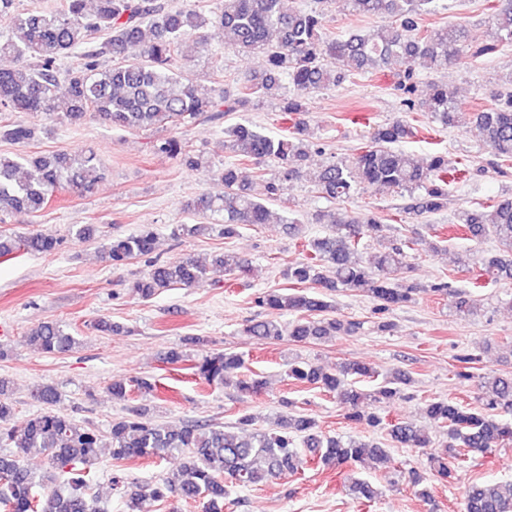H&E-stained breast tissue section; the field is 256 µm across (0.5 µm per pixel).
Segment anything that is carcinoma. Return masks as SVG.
Instances as JSON below:
<instances>
[{"label":"carcinoma","mask_w":512,"mask_h":512,"mask_svg":"<svg viewBox=\"0 0 512 512\" xmlns=\"http://www.w3.org/2000/svg\"><path fill=\"white\" fill-rule=\"evenodd\" d=\"M356 16L385 15L393 21L369 35L351 33L344 39H328L322 12H306L296 0H216L209 15L195 9L171 10L161 0H59L51 9L19 13L16 0H0V56L15 66L0 68V113L29 112L53 119L63 116L71 125L100 117L113 126L144 130L159 124L183 125L208 112H232L245 106L254 94L282 97L281 115L290 132L272 137L245 124L226 130L235 153L260 163L274 161L284 181L302 176L308 160L305 143L308 91L345 81L354 73L382 71L393 58L405 62L398 85L408 94L418 91L422 70L455 67L465 50V29L450 25L428 35H418L419 21L441 7L442 0H347ZM496 41L512 43V0H495L489 15ZM219 37L229 40L238 52L258 55L264 70L252 75L240 96L202 86L177 67L176 53L188 39ZM79 52L78 66L61 72L60 59ZM66 85L60 97V84ZM431 112L445 126L470 122L483 142L499 159L512 161V74L506 77L500 103L479 112L466 111L456 90L446 82L429 84ZM408 120L396 118L372 129L369 144L349 161L330 162L314 174V188L323 197L343 200L367 187L382 191L418 192L412 209L420 215L435 214L447 207L448 185L458 169L448 156L437 153L420 162L398 147L413 136ZM36 137L33 125L0 121V141L20 144ZM157 153L191 168L204 166L202 158L170 137L154 145ZM212 177L224 187L218 195L203 193L192 203L201 222L189 232L202 234L221 226L224 238L239 234L243 225L271 223L267 206L255 200L249 186L228 165ZM102 179L96 155L91 151H58L50 154L0 155V223L5 217L36 214L44 210L58 190L70 187L87 193ZM318 224H331L333 234L302 244L304 258L288 269L296 284L312 283L318 291L289 288L269 290L259 303L296 316L288 326L273 320L252 321L246 333L263 343L288 338L293 342L319 340L338 334L353 335L363 323L333 316L327 301L340 288L359 291L374 303V313L385 316L393 308L413 300L415 289L400 283L408 269V240L375 252L365 259L361 240L380 238L383 224L377 216L360 220L336 217L323 211L314 216ZM461 230L473 239L492 237L507 249L484 263V272L494 281L512 280V197L502 196L484 210L458 214ZM156 233L146 225L137 234L112 238L103 245L104 258L119 268L155 250ZM61 240L37 233L20 240L0 236V256L22 247L34 254L56 252ZM236 277L252 271L249 259L231 251L215 256L208 267L191 258L157 263L133 288L142 298L177 286L190 287L206 278L211 269ZM27 344L44 354H63L76 343L59 321L31 328ZM245 367L242 355L216 352L195 363L198 377L209 385H224L229 374ZM373 368L357 361L341 362L326 369L297 359L289 365L288 379L298 385H318L336 395L344 417L372 428L383 419L367 407L400 396L409 379L396 375L372 390L358 385V378H371ZM243 394H258L263 381L245 375L235 382ZM8 382L0 378V438L12 451L0 454V512H99L90 505L85 491L92 469L103 451L115 461L162 459L174 451L185 452L182 467L159 479L144 491L125 492L128 512H142V503L204 500L209 512H223L224 477L239 487H252L299 470L306 460L303 443L312 460L331 468L370 460L379 465L388 449L354 439L343 440L317 431L316 421L304 414L280 416L279 430L259 429L249 416L239 419V431H226L216 424L187 423L173 429L158 424L137 411L112 420L109 432L77 423L50 406L58 398L52 384L33 392L43 411L14 419L13 405L3 398ZM480 406L463 410L450 400H432L426 415L446 430L448 444L439 456L427 457L422 470L411 471L412 483L421 485L431 477L455 476L462 456L484 454L512 441V424L501 422L499 413L512 411V375L491 371L480 382ZM388 441L401 448H427L430 436L408 421L389 423ZM36 452L47 457L46 472L35 476L27 457ZM464 512H512V482L473 483L465 491Z\"/></svg>","instance_id":"obj_1"}]
</instances>
